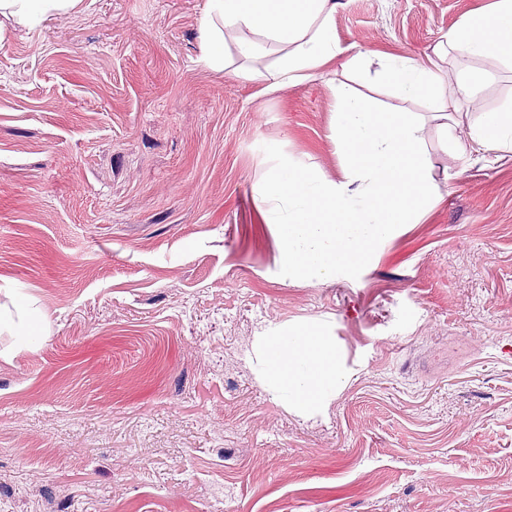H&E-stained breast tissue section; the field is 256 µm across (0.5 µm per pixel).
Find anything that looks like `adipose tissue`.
Here are the masks:
<instances>
[{
    "mask_svg": "<svg viewBox=\"0 0 512 512\" xmlns=\"http://www.w3.org/2000/svg\"><path fill=\"white\" fill-rule=\"evenodd\" d=\"M82 0H0V20L34 26L51 15L76 10ZM336 0H207L199 29L203 67L223 70L224 34L246 29L261 35L282 52L277 68L239 70V78L261 80L276 90L314 77L317 69L335 60L342 49L336 40L333 14ZM449 51L468 59V66L440 77L431 68L401 57L386 58L383 74L401 97L414 99L438 93L442 129L457 153L512 152V107L484 112L471 121L459 117V101L477 104L488 80L478 60L512 54V0H497L489 14L471 17L449 30ZM449 85L452 96L441 95ZM261 342L265 349V377L274 402L302 412L335 398L344 384L333 345L318 330L269 327Z\"/></svg>",
    "mask_w": 512,
    "mask_h": 512,
    "instance_id": "obj_1",
    "label": "adipose tissue"
}]
</instances>
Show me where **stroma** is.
<instances>
[{"instance_id":"stroma-1","label":"stroma","mask_w":512,"mask_h":512,"mask_svg":"<svg viewBox=\"0 0 512 512\" xmlns=\"http://www.w3.org/2000/svg\"><path fill=\"white\" fill-rule=\"evenodd\" d=\"M494 0H342L345 53L271 92L198 65L206 0H91L0 36V304L34 300L37 341L0 335V512H512V153L459 158L432 96L448 31ZM360 55L359 68L350 56ZM481 109L512 61L478 63ZM416 113L435 202L358 278L279 274L254 185L262 147L330 179L335 84ZM313 326L347 382L308 418L276 404L263 329Z\"/></svg>"}]
</instances>
